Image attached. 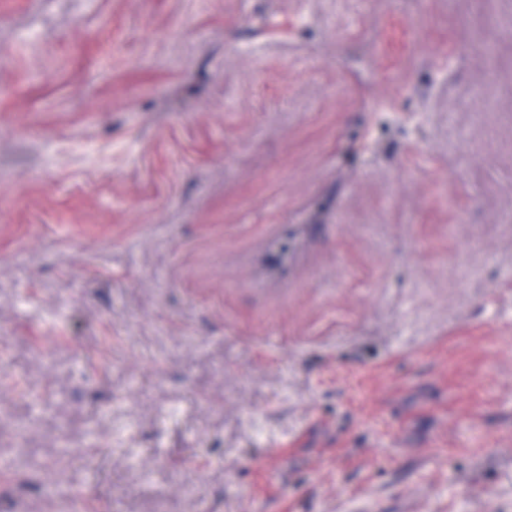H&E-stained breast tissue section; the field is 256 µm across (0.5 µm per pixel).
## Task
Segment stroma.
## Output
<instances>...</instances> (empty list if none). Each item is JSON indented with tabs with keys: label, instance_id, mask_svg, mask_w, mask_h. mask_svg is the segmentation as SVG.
Listing matches in <instances>:
<instances>
[{
	"label": "stroma",
	"instance_id": "stroma-1",
	"mask_svg": "<svg viewBox=\"0 0 512 512\" xmlns=\"http://www.w3.org/2000/svg\"><path fill=\"white\" fill-rule=\"evenodd\" d=\"M22 459L0 512H512V0H0Z\"/></svg>",
	"mask_w": 512,
	"mask_h": 512
}]
</instances>
